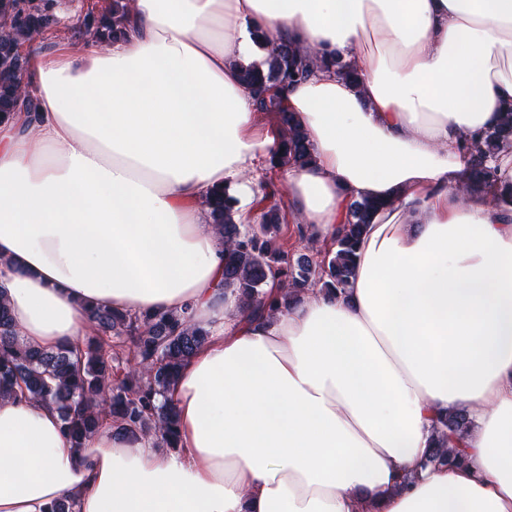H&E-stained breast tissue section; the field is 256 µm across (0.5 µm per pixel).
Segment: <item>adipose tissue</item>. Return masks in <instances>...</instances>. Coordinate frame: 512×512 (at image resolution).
I'll return each instance as SVG.
<instances>
[{
	"label": "adipose tissue",
	"mask_w": 512,
	"mask_h": 512,
	"mask_svg": "<svg viewBox=\"0 0 512 512\" xmlns=\"http://www.w3.org/2000/svg\"><path fill=\"white\" fill-rule=\"evenodd\" d=\"M106 44L31 42L37 122H0V298L28 345L82 347L86 307L189 311L208 333L167 396L179 443L0 398V512H512V151L466 192L463 144L512 106V0H130ZM264 28L353 63L275 88L313 146L288 206L330 244L380 202L355 272L257 317L224 288L204 201L247 204L281 150L245 68ZM471 424L428 466L440 417Z\"/></svg>",
	"instance_id": "obj_1"
}]
</instances>
